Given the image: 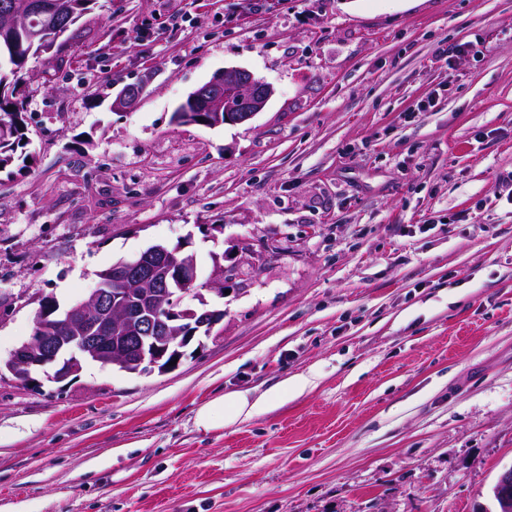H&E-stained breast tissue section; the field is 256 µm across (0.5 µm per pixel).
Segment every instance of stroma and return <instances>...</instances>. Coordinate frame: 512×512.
I'll list each match as a JSON object with an SVG mask.
<instances>
[{
    "instance_id": "1",
    "label": "stroma",
    "mask_w": 512,
    "mask_h": 512,
    "mask_svg": "<svg viewBox=\"0 0 512 512\" xmlns=\"http://www.w3.org/2000/svg\"><path fill=\"white\" fill-rule=\"evenodd\" d=\"M467 43L463 57L447 49ZM239 124H179L227 67ZM0 358L184 245L224 312L172 371L0 374V512H493L512 466V0H99L28 59ZM148 79L138 106L113 110ZM299 390L203 431L232 391ZM273 92L269 84L256 79L249 71L237 67L225 68L188 95L178 106V111L176 109L175 120L202 122L211 127L243 123L266 106ZM233 102L236 104L233 105ZM198 113L208 115L200 118Z\"/></svg>"
}]
</instances>
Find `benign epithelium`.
<instances>
[{"instance_id":"7a95c632","label":"benign epithelium","mask_w":512,"mask_h":512,"mask_svg":"<svg viewBox=\"0 0 512 512\" xmlns=\"http://www.w3.org/2000/svg\"><path fill=\"white\" fill-rule=\"evenodd\" d=\"M60 23L53 34L39 41L49 52L67 32L72 18L67 0H57ZM27 13L13 9L0 19V35L20 22ZM144 86L123 88L112 108L129 111L136 107ZM273 88L249 71L230 67L188 95L175 120L202 122L211 127L243 123L267 104ZM197 266L194 256L179 245L158 244L138 257L112 265V285L100 282L89 297L66 308L57 319H46L29 340L22 343L5 362V368L21 383L32 381L34 371L56 366L54 379L62 382L82 369L91 359L116 365L128 373L141 368L171 370L168 363L181 360L182 348L200 328L207 330L221 318L199 307L182 305L197 296ZM498 512H512V466L504 470L491 488Z\"/></svg>"}]
</instances>
